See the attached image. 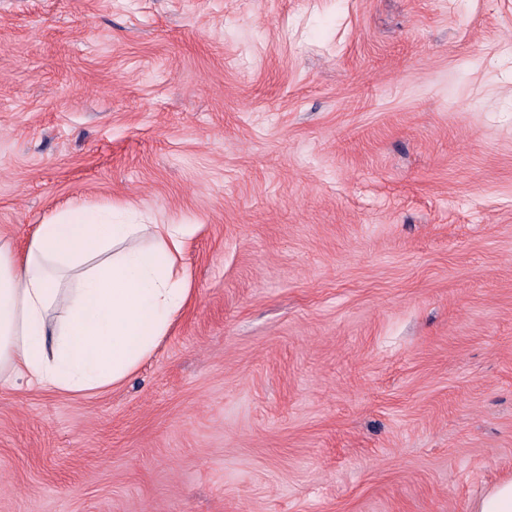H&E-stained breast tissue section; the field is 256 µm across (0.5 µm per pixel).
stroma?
<instances>
[{
    "instance_id": "1",
    "label": "stroma",
    "mask_w": 512,
    "mask_h": 512,
    "mask_svg": "<svg viewBox=\"0 0 512 512\" xmlns=\"http://www.w3.org/2000/svg\"><path fill=\"white\" fill-rule=\"evenodd\" d=\"M186 227L89 395L0 390V512H473L512 475V0H0V238Z\"/></svg>"
}]
</instances>
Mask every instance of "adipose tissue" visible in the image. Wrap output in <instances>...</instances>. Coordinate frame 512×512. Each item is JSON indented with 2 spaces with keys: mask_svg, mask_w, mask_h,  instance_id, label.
I'll use <instances>...</instances> for the list:
<instances>
[{
  "mask_svg": "<svg viewBox=\"0 0 512 512\" xmlns=\"http://www.w3.org/2000/svg\"><path fill=\"white\" fill-rule=\"evenodd\" d=\"M183 234L74 206L38 225L23 252L0 241V389L24 378L88 394L135 373L188 297Z\"/></svg>",
  "mask_w": 512,
  "mask_h": 512,
  "instance_id": "adipose-tissue-1",
  "label": "adipose tissue"
}]
</instances>
